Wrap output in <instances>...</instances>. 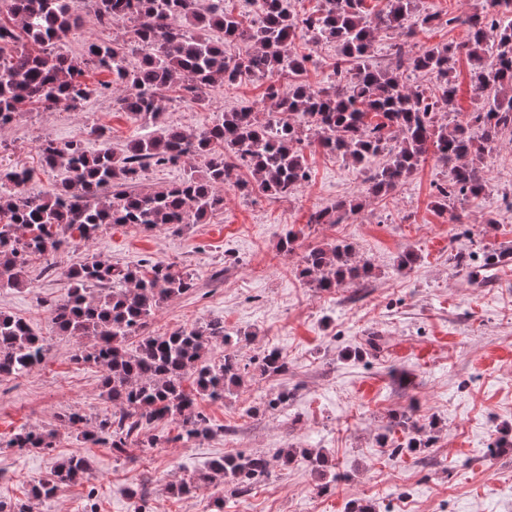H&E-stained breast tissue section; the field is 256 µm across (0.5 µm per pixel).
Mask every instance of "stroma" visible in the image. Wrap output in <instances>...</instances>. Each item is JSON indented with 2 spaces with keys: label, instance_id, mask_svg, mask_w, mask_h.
Listing matches in <instances>:
<instances>
[{
  "label": "stroma",
  "instance_id": "35a3bbf8",
  "mask_svg": "<svg viewBox=\"0 0 512 512\" xmlns=\"http://www.w3.org/2000/svg\"><path fill=\"white\" fill-rule=\"evenodd\" d=\"M419 5L435 22L398 55L397 34L381 32L374 66L391 68L398 56L466 42V27L449 19L475 11L482 0ZM82 11L83 24L62 47L68 57H81L93 42L126 39V24L100 25L87 2ZM110 79L87 69L91 93L81 104L39 107L0 127V169L27 170L26 192L45 194L67 173L45 167L44 138L80 140L92 150L105 142L120 154L130 141L170 125L197 132L222 112L262 107L267 86L257 77L230 88L218 84L206 106L174 87L161 117L147 124L119 108L120 89L100 94ZM306 160L310 178L288 197L227 188L223 210L201 224L177 231L106 226L89 242L34 258L24 288L0 290V311L22 318L49 343L41 365L0 383V500L24 498L63 458L80 454L89 464L85 478L33 501L32 512H85L92 502L97 512H135L139 505L146 512H349L356 502L372 512H512V268L492 265L495 254L512 250V210L502 201L512 195V143L485 158L488 188L478 198L443 212L432 208L434 185L446 170L430 157L390 197L367 202L343 224L312 225L308 217L361 196V172L318 148ZM290 230L297 239L287 254L279 241ZM337 241L352 243L356 258L371 263L364 287L323 291L301 281V255ZM407 252L418 261L399 269ZM92 258L121 266L163 262L192 273L196 288L165 302L148 332L219 320L228 331L248 333L243 360L275 349L286 356L287 372L267 377L252 370L223 401L198 397L213 427L204 438H178L168 419L155 428L168 442L122 456L77 438L61 415L77 411L93 421L112 404L101 394L99 368L76 361L79 339L54 330L48 307L66 292V270ZM284 390L292 399L283 410L270 408ZM411 405L421 438L430 442L416 453L403 448L400 431L387 429L391 415ZM24 428L55 431L54 447H8ZM277 448L322 452L345 477L325 485L300 459L274 467L244 494L220 479L192 495L171 491L220 456ZM139 486L147 489L142 501L130 495Z\"/></svg>",
  "mask_w": 512,
  "mask_h": 512
}]
</instances>
